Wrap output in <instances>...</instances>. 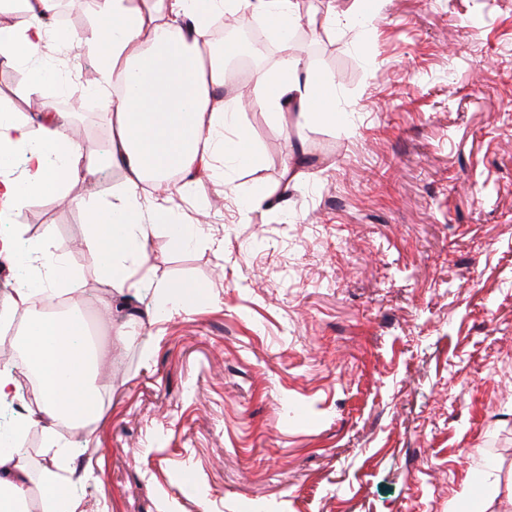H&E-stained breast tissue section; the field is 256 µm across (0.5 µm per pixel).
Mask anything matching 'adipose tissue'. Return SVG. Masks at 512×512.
<instances>
[{
  "instance_id": "adipose-tissue-1",
  "label": "adipose tissue",
  "mask_w": 512,
  "mask_h": 512,
  "mask_svg": "<svg viewBox=\"0 0 512 512\" xmlns=\"http://www.w3.org/2000/svg\"><path fill=\"white\" fill-rule=\"evenodd\" d=\"M29 24L0 28V57L18 60L47 45L39 23L53 0H22ZM96 26L87 46L96 55L109 127L105 150L70 135L72 115L47 104L38 124L0 116V146L24 159L25 180L0 178V200L24 207L32 199L59 194L72 184L94 180L106 168L121 169L125 187L112 202H88L85 239L87 259L121 293L137 292L148 282L149 241L157 227L172 240L189 246L205 236L201 225L187 222L169 204L202 179L214 177L217 160L251 164L255 155L238 127L240 103L218 99L227 75L225 60L210 43L212 18L220 12L261 19L282 52L278 66L253 72L255 102L269 112L292 108L297 121L320 119L336 99L326 76L310 72L303 59L289 52L288 33L299 25V0H94ZM189 25H182V17ZM152 184L157 197L145 205L139 188ZM30 254L53 257L54 265L39 281L17 278L15 295L26 309L22 364L0 366V400L14 391L15 368L38 372L35 397L42 416L68 417L77 423L97 418L100 392L94 374L106 356L87 337L80 310L62 318L32 315L47 287L77 294L81 277L73 272L52 236L29 246ZM30 476L26 464L9 449H0V512H27Z\"/></svg>"
}]
</instances>
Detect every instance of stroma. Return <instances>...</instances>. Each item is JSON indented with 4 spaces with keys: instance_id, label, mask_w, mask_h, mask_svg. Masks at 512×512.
I'll use <instances>...</instances> for the list:
<instances>
[{
    "instance_id": "stroma-1",
    "label": "stroma",
    "mask_w": 512,
    "mask_h": 512,
    "mask_svg": "<svg viewBox=\"0 0 512 512\" xmlns=\"http://www.w3.org/2000/svg\"><path fill=\"white\" fill-rule=\"evenodd\" d=\"M318 24L291 48L332 76V116L296 124L253 108L251 166L224 167L172 203L204 227L185 251L149 244L157 282L194 287L123 342L85 259V204L124 184L107 169L10 225L52 231L85 281L78 300L109 343L92 433L36 429L33 490L52 476L83 512H466L471 467L512 482V0H301ZM73 66L0 61V99L36 120L35 70L89 95L94 15L75 13ZM273 194L251 211L239 198Z\"/></svg>"
}]
</instances>
